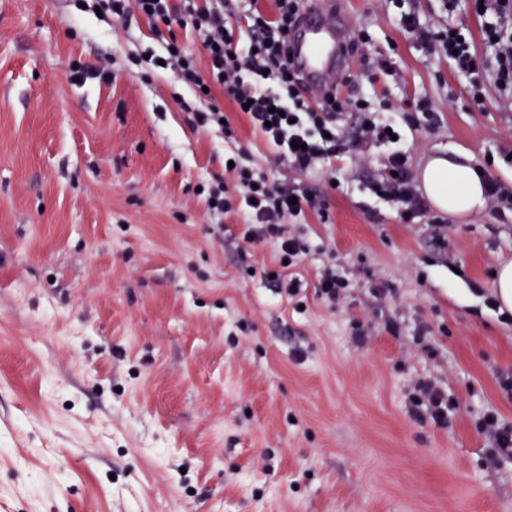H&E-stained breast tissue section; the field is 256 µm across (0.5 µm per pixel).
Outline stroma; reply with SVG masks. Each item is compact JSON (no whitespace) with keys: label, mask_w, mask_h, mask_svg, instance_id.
I'll use <instances>...</instances> for the list:
<instances>
[{"label":"stroma","mask_w":512,"mask_h":512,"mask_svg":"<svg viewBox=\"0 0 512 512\" xmlns=\"http://www.w3.org/2000/svg\"><path fill=\"white\" fill-rule=\"evenodd\" d=\"M478 31L473 0H349L392 70L361 80L402 137L346 153L336 187L302 174L308 249L290 276L272 246L241 250L249 217L212 224L199 185L246 151L291 175L248 118L193 127V87L155 61L201 41L82 0H0V512H512V461L491 462L485 411L512 423V313L494 272L512 211L429 210L403 222L368 182L388 154L412 171L466 154L512 192V96L483 105L443 54L399 30ZM427 100L430 111L416 106ZM335 265L336 305L316 293ZM448 421L416 419L417 380Z\"/></svg>","instance_id":"1"}]
</instances>
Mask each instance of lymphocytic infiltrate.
I'll return each instance as SVG.
<instances>
[{"label":"lymphocytic infiltrate","instance_id":"f902f5d3","mask_svg":"<svg viewBox=\"0 0 512 512\" xmlns=\"http://www.w3.org/2000/svg\"><path fill=\"white\" fill-rule=\"evenodd\" d=\"M94 2L118 21L139 14L197 34L208 54L207 70H199L193 56L180 47L169 54L167 66L182 82L195 88L222 87L225 96L244 108L254 131L277 148L279 158L293 171L314 170L347 148H363L372 139L390 141L396 129L395 120L384 116L360 126L352 140L337 135V116L368 112L365 100L352 94L354 79L349 74L337 75L333 91L319 103H312L288 65V37L304 0H274L275 11L271 14L259 9V0H249L246 20L251 40L246 45L238 43L233 29L224 22V0H214L208 8L197 7L195 0H183L182 9L175 12L171 11L169 0ZM482 6L488 19L481 25L480 36L495 51L491 64L474 49L469 29H429L412 12L401 18L402 31L416 37L427 50L452 55L456 68L469 75L472 98L477 102L482 99L484 75L489 70L493 71L499 90L512 93V0H483ZM244 70L258 77L268 76L273 87H246L240 78ZM231 173L232 184L217 177L201 190L210 219L222 221L234 205H241L251 219L243 242L274 246L281 266L292 267L306 245L292 234L291 227L306 211L318 206L319 194L301 184L269 180L261 169L250 165L234 164ZM370 187L376 195L400 203L404 219L427 211L424 197L413 185L409 160L403 152L396 151L388 157L384 175L374 179Z\"/></svg>","mask_w":512,"mask_h":512}]
</instances>
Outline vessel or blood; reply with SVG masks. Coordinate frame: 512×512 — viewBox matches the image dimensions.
<instances>
[{
	"label": "vessel or blood",
	"instance_id": "b4317fda",
	"mask_svg": "<svg viewBox=\"0 0 512 512\" xmlns=\"http://www.w3.org/2000/svg\"><path fill=\"white\" fill-rule=\"evenodd\" d=\"M351 39L345 0H307L290 46L292 64L312 94L328 90L336 73L349 66Z\"/></svg>",
	"mask_w": 512,
	"mask_h": 512
}]
</instances>
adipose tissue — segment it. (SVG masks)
Wrapping results in <instances>:
<instances>
[{
	"label": "adipose tissue",
	"mask_w": 512,
	"mask_h": 512,
	"mask_svg": "<svg viewBox=\"0 0 512 512\" xmlns=\"http://www.w3.org/2000/svg\"><path fill=\"white\" fill-rule=\"evenodd\" d=\"M420 182L432 207L443 213L456 216L476 213L486 200L479 176L464 161L433 157L423 167Z\"/></svg>",
	"instance_id": "obj_1"
}]
</instances>
